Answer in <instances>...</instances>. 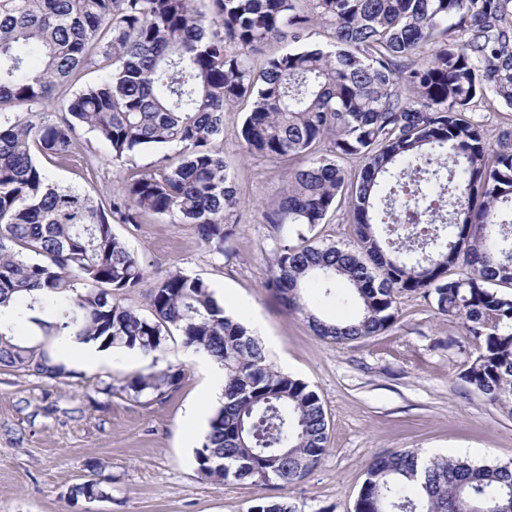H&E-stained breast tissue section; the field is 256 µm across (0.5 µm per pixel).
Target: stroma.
I'll return each mask as SVG.
<instances>
[{
    "label": "stroma",
    "instance_id": "1",
    "mask_svg": "<svg viewBox=\"0 0 512 512\" xmlns=\"http://www.w3.org/2000/svg\"><path fill=\"white\" fill-rule=\"evenodd\" d=\"M244 117L241 107L224 114V159L238 205L223 255L211 254L191 225L153 216L115 231L139 255L148 280L174 267L202 278L226 300L227 313L253 328L273 365L319 394L329 450L289 489L291 502L299 512H353L368 463L384 451L416 448L477 465L512 460V417L461 379L464 358L448 345L463 338L461 320L411 295L392 328L336 345L314 336L266 289L264 206L285 187V170L244 154ZM79 141L72 165L49 168L54 182L103 196L127 169L146 171L156 160L139 152L118 163L94 134L80 132ZM162 362L182 366L184 377L151 403L95 391L100 378L118 382L149 371L150 360L133 351H114L110 364L60 382L0 371V512H248L261 488L203 479L195 459L214 409L203 392L223 391V370L202 368L177 342ZM97 463L112 477L111 499L69 500L70 487L89 479Z\"/></svg>",
    "mask_w": 512,
    "mask_h": 512
}]
</instances>
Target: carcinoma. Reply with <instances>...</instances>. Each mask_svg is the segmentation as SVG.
<instances>
[{
	"instance_id": "1",
	"label": "carcinoma",
	"mask_w": 512,
	"mask_h": 512,
	"mask_svg": "<svg viewBox=\"0 0 512 512\" xmlns=\"http://www.w3.org/2000/svg\"><path fill=\"white\" fill-rule=\"evenodd\" d=\"M0 0V305L26 303L45 336H76L158 363L169 341L214 359L224 394L195 450L211 481L286 490L326 455L319 395L277 370L202 279L168 270L149 313L123 303L145 269L115 224L145 216L195 226L224 255L237 187L224 111L247 105V155L288 165L267 206L277 233L265 287L318 338L343 345L398 320L420 294L463 321L460 378L512 416V132L490 147L477 108L512 111V0ZM329 40L310 41L313 30ZM288 49L257 68L270 41ZM92 69L97 80L61 99ZM112 160L161 152L96 199L51 182L40 160L71 164L78 130ZM358 159L349 172L342 159ZM348 209L352 247L309 239ZM296 229L293 244L287 231ZM348 285L350 320L315 314L308 293ZM0 370L62 381L75 371L0 326ZM184 370L139 372L120 390L159 400ZM101 466L70 498H111ZM249 512H297L287 496ZM354 512H512V461L471 465L406 448L373 457Z\"/></svg>"
}]
</instances>
